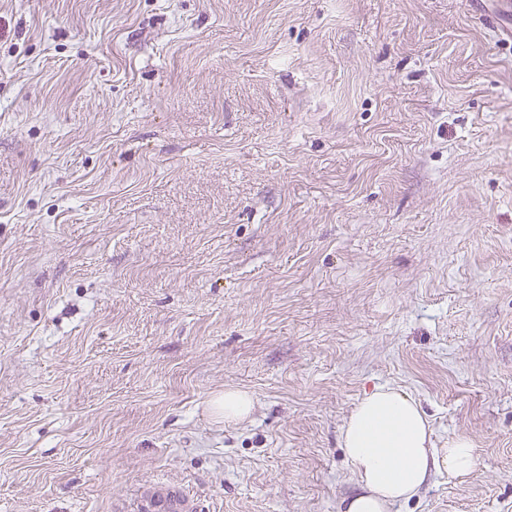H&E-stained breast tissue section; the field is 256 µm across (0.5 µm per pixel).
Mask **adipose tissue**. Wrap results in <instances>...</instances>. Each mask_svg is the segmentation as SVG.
Segmentation results:
<instances>
[{
    "label": "adipose tissue",
    "mask_w": 512,
    "mask_h": 512,
    "mask_svg": "<svg viewBox=\"0 0 512 512\" xmlns=\"http://www.w3.org/2000/svg\"><path fill=\"white\" fill-rule=\"evenodd\" d=\"M431 434L426 414L411 395L386 385L367 393L341 431L357 483L341 512H390L443 468L457 479L470 476L477 466L470 441L457 437L435 448Z\"/></svg>",
    "instance_id": "adipose-tissue-1"
}]
</instances>
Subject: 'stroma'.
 I'll return each mask as SVG.
<instances>
[{"instance_id":"1","label":"stroma","mask_w":512,"mask_h":512,"mask_svg":"<svg viewBox=\"0 0 512 512\" xmlns=\"http://www.w3.org/2000/svg\"><path fill=\"white\" fill-rule=\"evenodd\" d=\"M378 385L479 458L391 512H512V42L473 0H0V512H339ZM212 404L216 412L224 416L225 422H240L249 417L254 403L250 393L229 389L215 397ZM143 512H187L190 510L188 501L175 490H159L150 498V504L142 509Z\"/></svg>"}]
</instances>
